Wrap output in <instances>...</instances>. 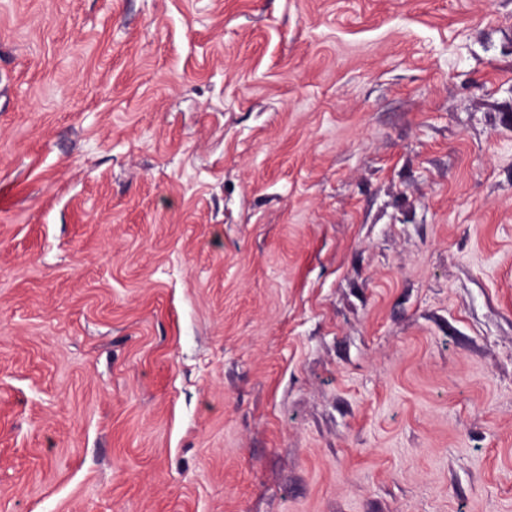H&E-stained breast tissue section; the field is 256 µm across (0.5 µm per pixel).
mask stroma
<instances>
[{"instance_id":"obj_1","label":"stroma","mask_w":512,"mask_h":512,"mask_svg":"<svg viewBox=\"0 0 512 512\" xmlns=\"http://www.w3.org/2000/svg\"><path fill=\"white\" fill-rule=\"evenodd\" d=\"M0 512H512V0H0Z\"/></svg>"}]
</instances>
